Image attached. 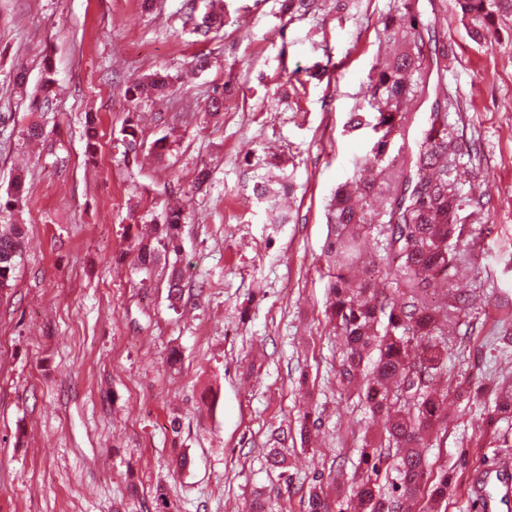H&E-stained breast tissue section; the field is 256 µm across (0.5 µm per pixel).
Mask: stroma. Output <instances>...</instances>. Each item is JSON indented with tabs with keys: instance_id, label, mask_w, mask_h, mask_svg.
<instances>
[{
	"instance_id": "1",
	"label": "stroma",
	"mask_w": 512,
	"mask_h": 512,
	"mask_svg": "<svg viewBox=\"0 0 512 512\" xmlns=\"http://www.w3.org/2000/svg\"><path fill=\"white\" fill-rule=\"evenodd\" d=\"M392 6L318 0L292 18L279 0H0V197L18 165L28 172L20 211L0 216L26 226L14 285L0 292V512H248L257 493L267 512H305L316 481L346 503L362 442L382 424L336 384L324 246L328 205L375 142L348 123L371 68L400 49L382 34ZM417 9L422 22L443 20V84L459 103L449 130L480 160L458 176L465 226L482 235L455 274L474 297L476 331L449 337L437 384L469 378L490 390L512 373L501 342L512 310V21L478 42L456 0ZM207 13L221 23L204 39L193 20ZM201 53L210 65L199 71ZM47 58L55 109L35 112ZM156 71L172 86L141 101L142 138L170 149L123 163L125 89ZM227 83L235 91L211 116ZM434 102L430 86L407 102L390 154L417 152ZM34 121L46 138L27 150L21 131ZM203 166L211 180L199 187ZM264 180L274 201L254 196ZM173 207L188 215L175 309L169 265L146 272L132 253ZM481 413L449 401L448 439L427 453L431 470L448 468V499L421 491L414 512H479L474 477L512 459V421L476 446ZM305 419L318 426L310 447ZM273 448L285 472L270 466Z\"/></svg>"
}]
</instances>
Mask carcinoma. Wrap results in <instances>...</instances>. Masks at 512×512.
Instances as JSON below:
<instances>
[{
	"label": "carcinoma",
	"instance_id": "obj_1",
	"mask_svg": "<svg viewBox=\"0 0 512 512\" xmlns=\"http://www.w3.org/2000/svg\"><path fill=\"white\" fill-rule=\"evenodd\" d=\"M460 15L474 36L481 37L499 19L512 17V0H457ZM397 18L388 17L384 32L398 39L402 51L369 76L364 101L370 112H354L351 128H369L377 135L367 159L372 175L336 190L329 217L335 236L324 254L332 268L325 315L342 341L341 369L336 383L355 389L371 417L384 414L385 435L362 449V469L355 481L359 512H411L424 487L437 498L448 495V470L429 481L425 448H438L448 436V398L482 402L480 388L459 383L442 390L434 381L448 360V333L453 325L473 328L470 297L448 288L480 233L464 240L459 222L462 199L457 174L462 153L448 134L447 107H432L414 157L388 154L392 138L405 127L400 104L426 86L429 70L424 32L417 27L415 0H397ZM52 67L45 65L37 112L52 110L56 96ZM169 77L153 73L125 90L132 103L167 92ZM122 156L128 162L143 145L137 113L130 112L120 130ZM26 173L16 171L12 191L0 200V212L20 209L26 197ZM181 211L166 214L154 238L133 246L140 269L150 270L161 258L181 251ZM377 241L366 257L361 243ZM25 242L21 224H0V290L9 289ZM183 298L181 270L171 265L168 299L172 307ZM512 414V380L496 389L494 405L485 409L480 434L497 432V423ZM395 460L394 493L380 491L381 465ZM307 512H331L321 486L308 491Z\"/></svg>",
	"mask_w": 512,
	"mask_h": 512
}]
</instances>
